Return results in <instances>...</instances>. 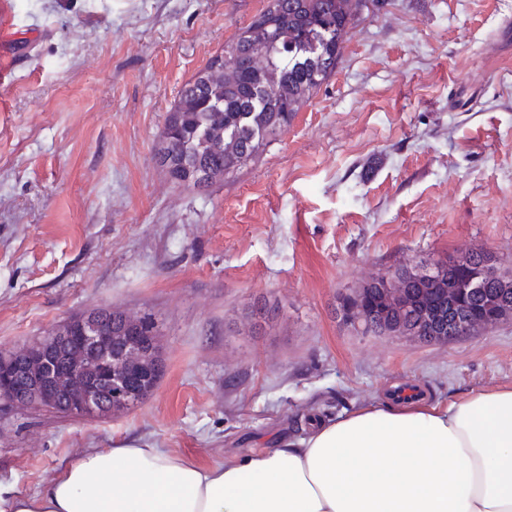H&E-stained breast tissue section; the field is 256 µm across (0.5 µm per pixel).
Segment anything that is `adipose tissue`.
Returning <instances> with one entry per match:
<instances>
[{
	"mask_svg": "<svg viewBox=\"0 0 512 512\" xmlns=\"http://www.w3.org/2000/svg\"><path fill=\"white\" fill-rule=\"evenodd\" d=\"M0 512H512V386L368 404L213 466L100 448L38 494L0 484Z\"/></svg>",
	"mask_w": 512,
	"mask_h": 512,
	"instance_id": "adipose-tissue-1",
	"label": "adipose tissue"
}]
</instances>
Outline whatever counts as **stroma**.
Masks as SVG:
<instances>
[{
    "label": "stroma",
    "instance_id": "1",
    "mask_svg": "<svg viewBox=\"0 0 512 512\" xmlns=\"http://www.w3.org/2000/svg\"><path fill=\"white\" fill-rule=\"evenodd\" d=\"M266 5L0 0V356L107 307L150 314L162 357L121 415L0 402L1 484L37 494L128 440L220 464L402 386L512 385V319L428 344L338 314L391 268L491 249L512 270V0H377L285 133L206 190L172 182L182 87Z\"/></svg>",
    "mask_w": 512,
    "mask_h": 512
}]
</instances>
